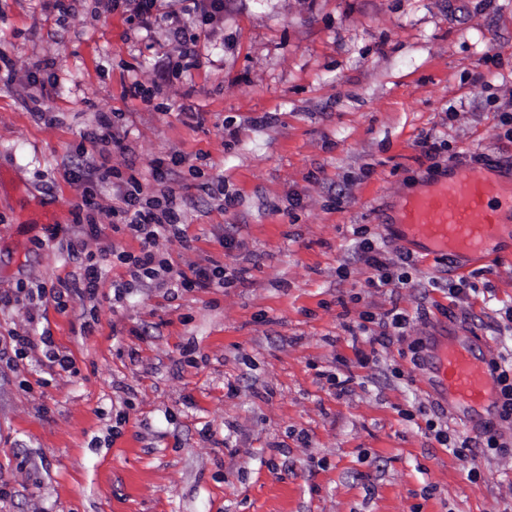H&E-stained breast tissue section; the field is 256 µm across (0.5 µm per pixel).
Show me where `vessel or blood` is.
<instances>
[{
	"mask_svg": "<svg viewBox=\"0 0 512 512\" xmlns=\"http://www.w3.org/2000/svg\"><path fill=\"white\" fill-rule=\"evenodd\" d=\"M505 206L512 208V183L494 177L487 165L457 167L451 176L406 196L398 223L408 240L433 254L480 257L498 236ZM432 374L450 416L489 411L499 403L491 359L476 355L469 344L436 346Z\"/></svg>",
	"mask_w": 512,
	"mask_h": 512,
	"instance_id": "vessel-or-blood-1",
	"label": "vessel or blood"
}]
</instances>
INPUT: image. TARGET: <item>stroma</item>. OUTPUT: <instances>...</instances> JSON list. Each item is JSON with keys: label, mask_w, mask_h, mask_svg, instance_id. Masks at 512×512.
<instances>
[{"label": "stroma", "mask_w": 512, "mask_h": 512, "mask_svg": "<svg viewBox=\"0 0 512 512\" xmlns=\"http://www.w3.org/2000/svg\"><path fill=\"white\" fill-rule=\"evenodd\" d=\"M508 113L512 0H224L205 26L196 0H160L147 28L108 0H0V294L79 274L60 242L85 196L102 207L95 300L0 304V335L50 332L73 361L0 355V512H512V423L485 449L483 423L427 387L449 329L512 353V221L483 260L397 229L400 200L449 163L512 170ZM174 154L159 184L151 163ZM85 160L108 183L79 176ZM133 184L177 198L183 235L159 259L221 267L224 287L131 281L115 254L141 241L110 208ZM362 230L406 255L395 279L360 260ZM392 310L408 324L382 345Z\"/></svg>", "instance_id": "35a3bbf8"}]
</instances>
